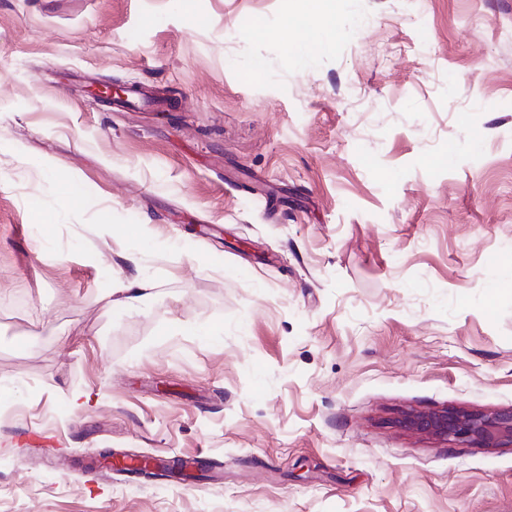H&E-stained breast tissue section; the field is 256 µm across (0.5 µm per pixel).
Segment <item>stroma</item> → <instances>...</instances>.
I'll list each match as a JSON object with an SVG mask.
<instances>
[{"label": "stroma", "instance_id": "35a3bbf8", "mask_svg": "<svg viewBox=\"0 0 512 512\" xmlns=\"http://www.w3.org/2000/svg\"><path fill=\"white\" fill-rule=\"evenodd\" d=\"M510 281L512 0H0V512H512ZM147 290L145 283L137 278L119 281L112 289L111 297L116 294L120 297L111 300L110 305L118 311L136 307L143 303ZM397 423L410 431L457 442H512V409L492 415L452 412L448 409L410 411L404 413Z\"/></svg>", "mask_w": 512, "mask_h": 512}]
</instances>
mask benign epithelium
I'll use <instances>...</instances> for the list:
<instances>
[{
    "mask_svg": "<svg viewBox=\"0 0 512 512\" xmlns=\"http://www.w3.org/2000/svg\"><path fill=\"white\" fill-rule=\"evenodd\" d=\"M124 91L125 87L117 83L90 89L91 94L105 101L115 100ZM397 423L410 431L457 442H512V409L492 415L446 409L433 412L410 411L404 413Z\"/></svg>",
    "mask_w": 512,
    "mask_h": 512,
    "instance_id": "1",
    "label": "benign epithelium"
}]
</instances>
